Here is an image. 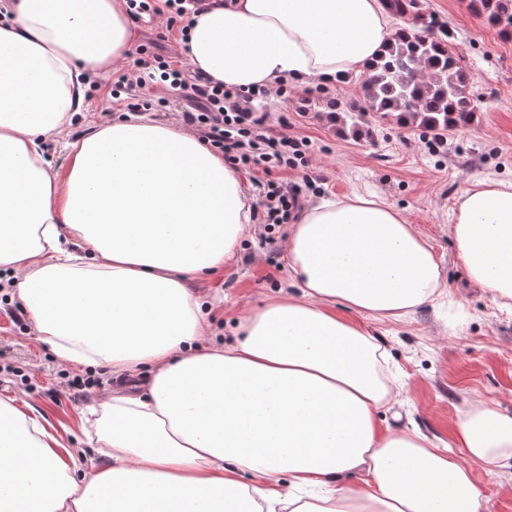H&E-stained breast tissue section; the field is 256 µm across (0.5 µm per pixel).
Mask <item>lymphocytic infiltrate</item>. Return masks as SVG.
<instances>
[{
    "instance_id": "obj_1",
    "label": "lymphocytic infiltrate",
    "mask_w": 512,
    "mask_h": 512,
    "mask_svg": "<svg viewBox=\"0 0 512 512\" xmlns=\"http://www.w3.org/2000/svg\"><path fill=\"white\" fill-rule=\"evenodd\" d=\"M135 64L142 69V76H119L113 83V99L128 111L138 112L166 106L169 95H176L187 106L184 122L222 152L227 162L259 167L268 173L260 202L264 224H286L298 217L303 209L299 189H284L272 174L295 167L304 153V143L285 135L271 136L265 115L253 113L250 101L267 97V90L242 94L224 88L202 72L175 66L143 45L138 48Z\"/></svg>"
}]
</instances>
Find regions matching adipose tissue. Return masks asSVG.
I'll list each match as a JSON object with an SVG mask.
<instances>
[{"instance_id":"obj_1","label":"adipose tissue","mask_w":512,"mask_h":512,"mask_svg":"<svg viewBox=\"0 0 512 512\" xmlns=\"http://www.w3.org/2000/svg\"><path fill=\"white\" fill-rule=\"evenodd\" d=\"M188 23V65L239 92L347 82L392 30L385 0H224ZM138 36L126 0H0V269L57 358L118 380L87 465L0 397V512H480L469 465L512 460V415L458 412L465 465L381 427L388 352L331 309L400 319L441 294L435 253L392 205L306 207L285 244L297 294L196 348L190 283L231 263L251 222L237 170L140 115L65 137L87 75L107 79ZM452 234L471 279L512 301V183L467 189Z\"/></svg>"}]
</instances>
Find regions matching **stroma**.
<instances>
[{
  "label": "stroma",
  "instance_id": "1",
  "mask_svg": "<svg viewBox=\"0 0 512 512\" xmlns=\"http://www.w3.org/2000/svg\"><path fill=\"white\" fill-rule=\"evenodd\" d=\"M469 3L417 0L423 24L444 30L461 57L478 100L468 123L445 132L444 143H437L435 133L391 117L370 121L362 136L341 127L327 102L362 105L361 74L334 87H291L285 96L255 103L256 111L269 113L271 134L307 140L306 163L284 174L302 185L306 202L354 194L382 199L402 212L437 256L445 285L441 300L398 320L340 304L335 310L371 333L391 356L399 396L380 408L382 425L418 429L462 462L467 455L453 441L452 424L467 402L481 399L512 415V308L470 279L450 230L456 201L473 183L512 182V38L503 37ZM308 98L317 100V107L306 108ZM285 236V226L249 224L235 262L192 282L206 312L198 348L233 339L251 310L290 285ZM16 301L11 289L0 288V396L24 399L64 444L93 458L81 425L87 405L111 387L112 375L95 367L97 386L69 397V366L34 331L12 322L8 310ZM471 470L482 493L481 512H512V468L475 464Z\"/></svg>",
  "mask_w": 512,
  "mask_h": 512
}]
</instances>
